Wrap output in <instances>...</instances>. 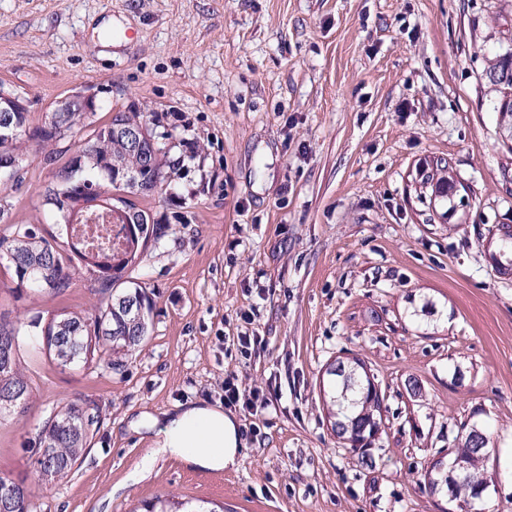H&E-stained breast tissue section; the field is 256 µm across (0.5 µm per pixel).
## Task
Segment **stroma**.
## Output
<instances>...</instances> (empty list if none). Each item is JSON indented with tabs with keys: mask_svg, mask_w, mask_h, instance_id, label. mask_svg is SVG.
Returning <instances> with one entry per match:
<instances>
[{
	"mask_svg": "<svg viewBox=\"0 0 512 512\" xmlns=\"http://www.w3.org/2000/svg\"><path fill=\"white\" fill-rule=\"evenodd\" d=\"M509 50L512 0H0V82L27 99L30 127L88 89L93 125L158 113L149 129L189 158L134 198L169 227L129 270L152 303L146 342L89 370L22 346L33 394L0 416V475L36 487L37 512H136L159 495L224 512H441L423 475L478 424L496 481L477 507L512 512V136L484 76ZM24 148L20 182L0 183V236L36 223L66 245L40 217L78 140ZM104 296L82 266L61 294L0 268L8 321ZM244 334L262 339L245 355ZM344 354L386 396L381 434L356 450L320 407ZM230 376L267 401L233 408L238 467L166 456L143 470L139 413L223 405ZM72 401L96 417L87 454L40 485L32 441Z\"/></svg>",
	"mask_w": 512,
	"mask_h": 512,
	"instance_id": "35a3bbf8",
	"label": "stroma"
}]
</instances>
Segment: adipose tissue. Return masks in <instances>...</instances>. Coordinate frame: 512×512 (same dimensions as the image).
Wrapping results in <instances>:
<instances>
[{"label": "adipose tissue", "mask_w": 512, "mask_h": 512, "mask_svg": "<svg viewBox=\"0 0 512 512\" xmlns=\"http://www.w3.org/2000/svg\"><path fill=\"white\" fill-rule=\"evenodd\" d=\"M134 425L154 437L153 456L178 457L202 470L236 468L245 446L239 420L216 406L179 404L159 414L142 413Z\"/></svg>", "instance_id": "1"}]
</instances>
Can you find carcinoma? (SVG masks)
Wrapping results in <instances>:
<instances>
[{
  "instance_id": "1",
  "label": "carcinoma",
  "mask_w": 512,
  "mask_h": 512,
  "mask_svg": "<svg viewBox=\"0 0 512 512\" xmlns=\"http://www.w3.org/2000/svg\"><path fill=\"white\" fill-rule=\"evenodd\" d=\"M512 52H507L490 64L486 70L488 81L498 87L500 99L497 110L502 118H512ZM86 115L75 104L67 112H48L46 120L52 131L42 135L50 140L66 134H79L84 128ZM144 121V113L118 111L110 122L93 130L86 138L79 139L78 155L58 170L43 193V206L53 215L69 216L74 213L87 219L95 213H106L110 222L123 225V243L98 245L86 244L82 248L70 244L90 271L98 274L101 286L111 290L122 281L123 273L133 263L139 249L151 240L157 242L165 236L167 227L149 224V216L132 202L118 209L105 199L110 191H123L130 195L144 194L165 182V168L180 165V158L168 157L163 147H151L153 136L146 133L145 150H132L125 140L115 134L114 128H136ZM28 126V109L18 107L13 112H0V154L26 155L22 138L11 137V130ZM82 168L90 176L74 181L72 173ZM137 173L133 182L122 174ZM6 260L17 279L18 287L32 291H49L56 294L70 287L75 270L48 239L40 235L34 224L20 226L7 237H0V259ZM151 302L142 286L135 281H125L124 291L108 299L94 312L72 311L62 313L42 322L33 319L30 324L22 321L0 320V413L11 411L20 400L32 395L29 378L18 359L20 347L29 342L48 351L58 364L87 369L93 363L114 364V359L129 357L148 336V313ZM370 368L359 358L345 361L336 358L327 364L322 378L323 409L332 431L351 448L367 446V440L381 415L370 398ZM94 415L76 403H70L53 413L37 432L35 452L51 450L47 465L54 481L70 475L79 462L88 441ZM488 437L480 432L472 436L467 429L458 437L457 446L449 456L462 460L466 465L464 480L455 488L457 496L476 499L479 487L488 476ZM34 491L21 483L15 484L14 494L8 504L0 501V512H33ZM144 512H217L202 499L170 500L156 496L143 503Z\"/></svg>"
}]
</instances>
